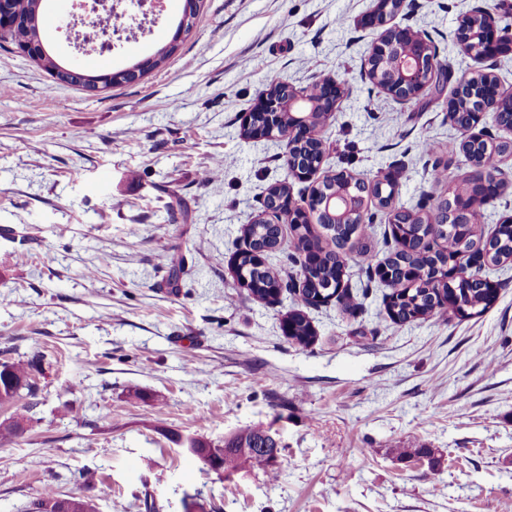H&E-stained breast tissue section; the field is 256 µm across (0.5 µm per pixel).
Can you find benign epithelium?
<instances>
[{"label":"benign epithelium","mask_w":512,"mask_h":512,"mask_svg":"<svg viewBox=\"0 0 512 512\" xmlns=\"http://www.w3.org/2000/svg\"><path fill=\"white\" fill-rule=\"evenodd\" d=\"M405 0H377L376 9L364 17V25L380 30L378 36L371 43L363 68L364 75L383 74L385 81L378 87L394 101L406 104L419 97L426 89L430 77L440 69L442 62L439 55L433 51L432 44L423 35L415 36L411 46H406L403 36L406 28L393 23L394 17L401 10ZM480 25L468 28V16H463L457 27L456 34L464 33L467 39L477 43L479 54H468V57L477 63L493 58L505 48L512 47V34L500 29L493 13L484 9L480 11ZM29 26V19L15 14L12 0H0V33L9 30H19ZM16 49L34 62L44 59V47L40 41L23 40L16 45ZM153 58L148 57L132 66L110 71L94 79H83L81 85L91 93H101L119 86L142 80L152 70ZM492 80V77H487ZM494 81V80H492ZM320 98L311 100L305 92L296 89H287V96L272 95L263 91L253 111L270 112L277 116L282 112L288 113V141L295 139L304 141L313 136V131L307 122L306 112L319 109L331 117L336 112L339 103L347 93L344 82L332 78L318 83ZM512 112V93H506L499 81H494L489 91L481 92L476 96V105L473 108L474 120L469 125L462 126L466 132L465 141L482 142L485 140L484 129L480 124L484 116H497L500 112ZM320 166L290 162L288 175L301 181L309 182L319 172ZM495 186L502 190L501 175L492 174L472 180L467 196L459 198L455 195V187L448 188L444 200L448 201V221H453L458 215L465 214L478 222L483 208L494 198L490 187ZM283 205L288 208V214L300 211L307 217L326 214L327 224H364L367 222L368 210L353 205L351 196L341 194L327 195L319 198V193L311 194L305 205L298 206L288 198L266 208L271 214L274 208ZM486 266V254L475 251L466 262L453 261L442 270L441 282L466 277L473 272L480 271Z\"/></svg>","instance_id":"7a95c632"}]
</instances>
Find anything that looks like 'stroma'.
<instances>
[{
  "label": "stroma",
  "instance_id": "1",
  "mask_svg": "<svg viewBox=\"0 0 512 512\" xmlns=\"http://www.w3.org/2000/svg\"><path fill=\"white\" fill-rule=\"evenodd\" d=\"M373 5L203 0L174 55L101 95L53 83L0 40V359L37 361L39 385L35 402L0 405V422L25 421L0 442V512L48 488L95 512H512V268H485L499 289L482 315L397 325L352 257L359 306L303 308L307 347L282 330L295 295L256 301L234 279L244 224L287 174L282 143L241 135L270 75L300 91L346 83L317 129L327 167L398 177L406 207L447 192L434 171L464 133L445 100L402 105L364 78ZM485 7L512 28V0H406L394 22L429 37L454 78L480 66L512 92V54L478 65L454 40ZM72 12L45 0L43 40L98 73L152 56L180 17L165 7L148 37L88 58L63 37ZM257 425L281 439L277 479L227 477L186 451Z\"/></svg>",
  "mask_w": 512,
  "mask_h": 512
}]
</instances>
